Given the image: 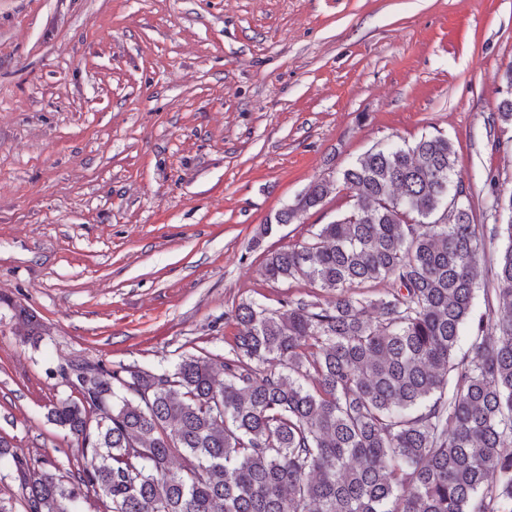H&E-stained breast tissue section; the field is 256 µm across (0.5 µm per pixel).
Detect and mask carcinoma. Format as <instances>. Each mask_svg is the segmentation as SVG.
Segmentation results:
<instances>
[{
    "mask_svg": "<svg viewBox=\"0 0 512 512\" xmlns=\"http://www.w3.org/2000/svg\"><path fill=\"white\" fill-rule=\"evenodd\" d=\"M456 165L444 136L377 146L278 210L290 224L355 192L312 241L265 255L266 279L327 302L239 305L219 372L194 354L160 373L90 365L95 396L48 409L81 447L66 473L0 445L27 512H512V194L495 199L507 223H474ZM380 281L392 288L369 295ZM0 303L38 342L36 317Z\"/></svg>",
    "mask_w": 512,
    "mask_h": 512,
    "instance_id": "cac0c4a2",
    "label": "carcinoma"
}]
</instances>
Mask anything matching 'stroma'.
I'll return each instance as SVG.
<instances>
[{
    "label": "stroma",
    "instance_id": "1",
    "mask_svg": "<svg viewBox=\"0 0 512 512\" xmlns=\"http://www.w3.org/2000/svg\"><path fill=\"white\" fill-rule=\"evenodd\" d=\"M512 0H0V436L66 467L63 372L223 361L267 250L311 240L349 191L264 234L372 148L445 136L476 223L512 194ZM0 303L6 304L13 310L14 317L17 318L24 327V336H28V338L31 339L34 344L37 343L42 335V329L41 324L36 319V317L24 306L16 302L7 301L0 297Z\"/></svg>",
    "mask_w": 512,
    "mask_h": 512
}]
</instances>
